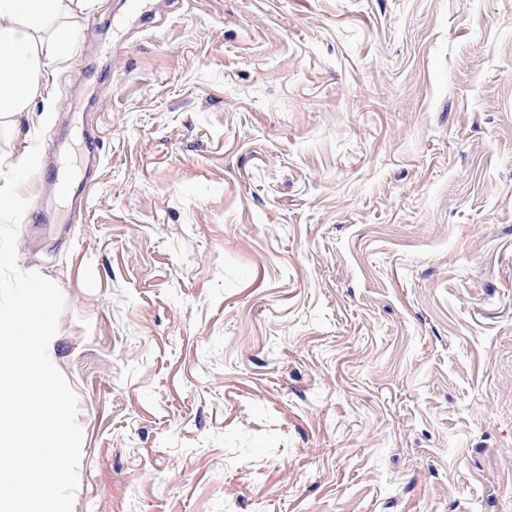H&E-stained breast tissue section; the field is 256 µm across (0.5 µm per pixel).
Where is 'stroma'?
<instances>
[{
  "mask_svg": "<svg viewBox=\"0 0 512 512\" xmlns=\"http://www.w3.org/2000/svg\"><path fill=\"white\" fill-rule=\"evenodd\" d=\"M120 16L0 130L56 151L73 512H512V0Z\"/></svg>",
  "mask_w": 512,
  "mask_h": 512,
  "instance_id": "1",
  "label": "stroma"
}]
</instances>
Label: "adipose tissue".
<instances>
[{
    "label": "adipose tissue",
    "instance_id": "adipose-tissue-1",
    "mask_svg": "<svg viewBox=\"0 0 512 512\" xmlns=\"http://www.w3.org/2000/svg\"><path fill=\"white\" fill-rule=\"evenodd\" d=\"M88 0H0V128L43 99L45 75L67 54L60 40Z\"/></svg>",
    "mask_w": 512,
    "mask_h": 512
}]
</instances>
